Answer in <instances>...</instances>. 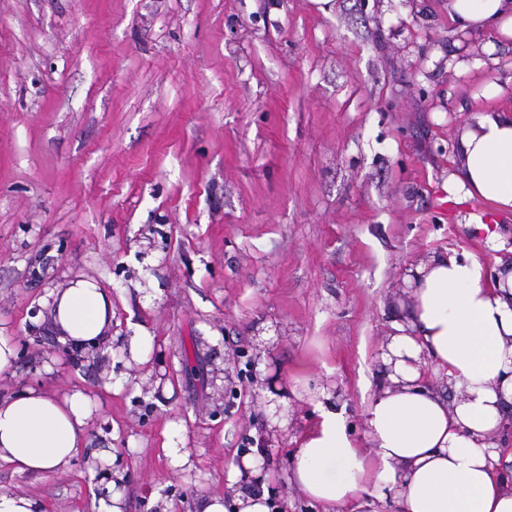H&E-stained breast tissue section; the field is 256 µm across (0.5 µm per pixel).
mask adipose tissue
<instances>
[{
  "label": "adipose tissue",
  "mask_w": 512,
  "mask_h": 512,
  "mask_svg": "<svg viewBox=\"0 0 512 512\" xmlns=\"http://www.w3.org/2000/svg\"><path fill=\"white\" fill-rule=\"evenodd\" d=\"M448 20L473 33L512 39V0H448ZM449 200L480 199L512 211V113L483 112L460 135ZM412 304L392 324L387 383L365 408V442L343 412H322L301 439L291 479L323 512H512V479L498 469L492 438L512 409V263L487 278L479 255H432L407 270ZM60 342L82 349L107 341L112 300L78 281L52 294ZM445 372L453 398L426 382L422 365ZM82 391L37 389L0 396V465L57 472L87 445Z\"/></svg>",
  "instance_id": "adipose-tissue-1"
}]
</instances>
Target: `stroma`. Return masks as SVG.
Instances as JSON below:
<instances>
[{
    "mask_svg": "<svg viewBox=\"0 0 512 512\" xmlns=\"http://www.w3.org/2000/svg\"><path fill=\"white\" fill-rule=\"evenodd\" d=\"M507 108L512 41L458 31L448 0H0V395L91 404L79 458L1 465L0 491L97 512L118 456L123 512H197L234 502L262 441L283 512H322L293 453L324 408L363 438L407 267L512 259L460 225L483 202L443 190L463 129ZM77 279L109 294L113 338L152 337L146 362L64 354L48 301ZM256 352L283 419L219 399Z\"/></svg>",
    "mask_w": 512,
    "mask_h": 512,
    "instance_id": "obj_1",
    "label": "stroma"
}]
</instances>
